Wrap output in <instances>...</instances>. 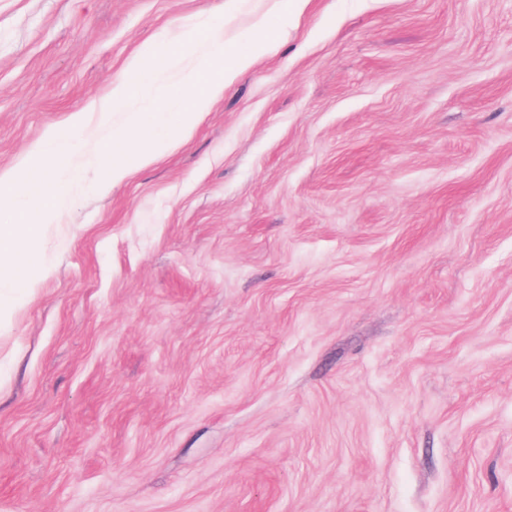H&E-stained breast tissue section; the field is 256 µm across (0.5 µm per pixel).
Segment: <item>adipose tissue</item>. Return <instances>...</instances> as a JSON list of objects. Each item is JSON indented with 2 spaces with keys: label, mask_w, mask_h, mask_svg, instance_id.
<instances>
[{
  "label": "adipose tissue",
  "mask_w": 512,
  "mask_h": 512,
  "mask_svg": "<svg viewBox=\"0 0 512 512\" xmlns=\"http://www.w3.org/2000/svg\"><path fill=\"white\" fill-rule=\"evenodd\" d=\"M67 133L53 131L35 150V162L15 175H0V212L13 216L0 225V278L24 281L32 262L25 245L34 243L44 227L69 208L82 184L84 168L72 163Z\"/></svg>",
  "instance_id": "obj_1"
}]
</instances>
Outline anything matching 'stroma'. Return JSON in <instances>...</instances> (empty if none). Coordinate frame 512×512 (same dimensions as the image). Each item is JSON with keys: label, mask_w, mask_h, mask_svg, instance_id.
<instances>
[{"label": "stroma", "mask_w": 512, "mask_h": 512, "mask_svg": "<svg viewBox=\"0 0 512 512\" xmlns=\"http://www.w3.org/2000/svg\"><path fill=\"white\" fill-rule=\"evenodd\" d=\"M225 0H0V173ZM0 290V512H512V0H310Z\"/></svg>", "instance_id": "35a3bbf8"}]
</instances>
